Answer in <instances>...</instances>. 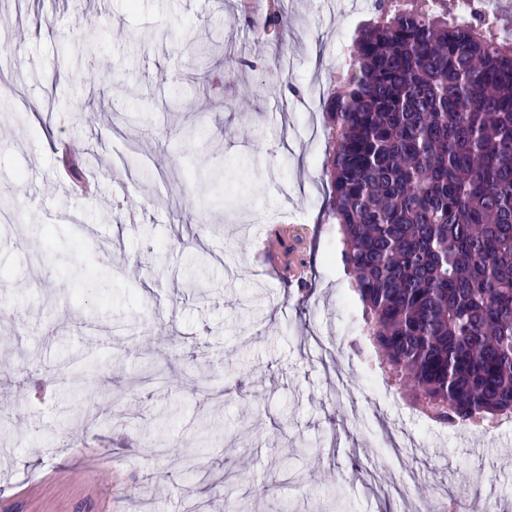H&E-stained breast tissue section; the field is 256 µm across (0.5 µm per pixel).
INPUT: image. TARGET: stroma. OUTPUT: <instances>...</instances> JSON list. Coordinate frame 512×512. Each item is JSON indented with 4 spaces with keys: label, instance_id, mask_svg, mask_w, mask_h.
<instances>
[{
    "label": "stroma",
    "instance_id": "1",
    "mask_svg": "<svg viewBox=\"0 0 512 512\" xmlns=\"http://www.w3.org/2000/svg\"><path fill=\"white\" fill-rule=\"evenodd\" d=\"M264 11L0 0V43L19 44L0 66V304L22 318L0 322V512H181L189 491L208 512H404L460 488L463 512L479 495L512 512V427L422 420L363 336L326 214L332 144L307 139L325 124L308 96L333 86L372 0ZM64 140L95 194H73ZM272 224L303 227L301 281L252 267ZM389 430L420 445L417 481ZM194 453L210 483L178 463Z\"/></svg>",
    "mask_w": 512,
    "mask_h": 512
}]
</instances>
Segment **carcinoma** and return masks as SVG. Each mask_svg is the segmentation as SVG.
<instances>
[{"mask_svg":"<svg viewBox=\"0 0 512 512\" xmlns=\"http://www.w3.org/2000/svg\"><path fill=\"white\" fill-rule=\"evenodd\" d=\"M341 91L329 218L380 362L451 426L512 413V43L377 0Z\"/></svg>","mask_w":512,"mask_h":512,"instance_id":"cac0c4a2","label":"carcinoma"}]
</instances>
